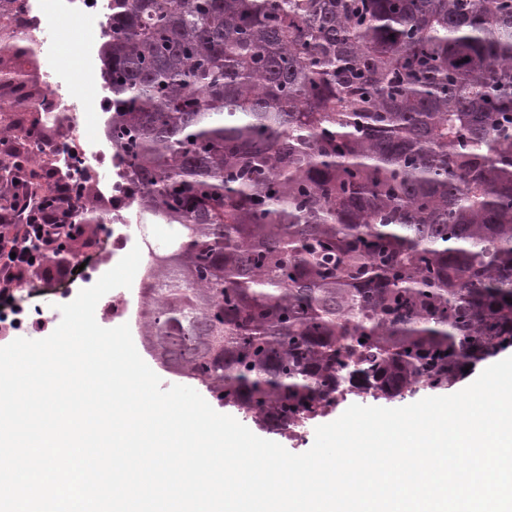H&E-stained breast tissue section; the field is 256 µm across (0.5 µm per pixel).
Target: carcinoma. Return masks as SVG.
Here are the masks:
<instances>
[{
    "label": "carcinoma",
    "mask_w": 512,
    "mask_h": 512,
    "mask_svg": "<svg viewBox=\"0 0 512 512\" xmlns=\"http://www.w3.org/2000/svg\"><path fill=\"white\" fill-rule=\"evenodd\" d=\"M110 28L167 373L294 435L512 348V0H112ZM10 40L5 111L40 113ZM45 142L7 157L39 178Z\"/></svg>",
    "instance_id": "obj_1"
}]
</instances>
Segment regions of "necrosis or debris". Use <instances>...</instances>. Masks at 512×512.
<instances>
[{"mask_svg": "<svg viewBox=\"0 0 512 512\" xmlns=\"http://www.w3.org/2000/svg\"><path fill=\"white\" fill-rule=\"evenodd\" d=\"M112 0H27L24 15L17 27L26 46L45 59L43 71L47 87V105L53 116L71 131L69 139L57 148L41 153L36 163L71 173L80 192L75 204L98 211L105 225V238L111 249H99L94 270L105 274L133 246H140L144 255H151L156 238L144 228L140 199L128 184L125 166L117 155L108 134V112L111 88L99 66L100 44L110 35ZM84 26L87 35L78 50V59L86 81L94 88L93 96L84 95L58 64V30L62 23ZM94 116L97 125L86 132L87 116ZM149 266H140L131 287L108 292L100 304V320L112 326L128 324L137 328L144 304L145 290L150 282ZM83 278L65 285H40L36 288L0 289L6 302L0 303V332H21L32 300L53 295L65 301L74 300L82 290Z\"/></svg>", "mask_w": 512, "mask_h": 512, "instance_id": "4bbe7bcc", "label": "necrosis or debris"}]
</instances>
